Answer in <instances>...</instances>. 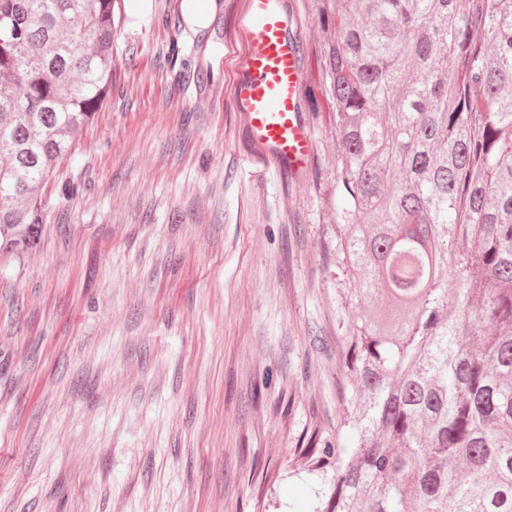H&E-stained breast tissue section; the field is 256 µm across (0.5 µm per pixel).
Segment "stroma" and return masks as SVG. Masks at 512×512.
<instances>
[{"mask_svg": "<svg viewBox=\"0 0 512 512\" xmlns=\"http://www.w3.org/2000/svg\"><path fill=\"white\" fill-rule=\"evenodd\" d=\"M203 3L114 0L109 99L0 258V512H309L311 449L352 443L316 0H281L297 172L236 107L245 0Z\"/></svg>", "mask_w": 512, "mask_h": 512, "instance_id": "1", "label": "stroma"}]
</instances>
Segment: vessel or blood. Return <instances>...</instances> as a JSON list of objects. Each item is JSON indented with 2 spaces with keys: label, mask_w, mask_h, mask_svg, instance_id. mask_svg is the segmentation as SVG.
I'll list each match as a JSON object with an SVG mask.
<instances>
[{
  "label": "vessel or blood",
  "mask_w": 512,
  "mask_h": 512,
  "mask_svg": "<svg viewBox=\"0 0 512 512\" xmlns=\"http://www.w3.org/2000/svg\"><path fill=\"white\" fill-rule=\"evenodd\" d=\"M277 0H246L239 27L245 47L236 101L261 153L289 167H305L313 150L309 129L297 116L301 83L299 44Z\"/></svg>",
  "instance_id": "b4317fda"
}]
</instances>
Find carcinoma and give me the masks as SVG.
Segmentation results:
<instances>
[{
	"mask_svg": "<svg viewBox=\"0 0 512 512\" xmlns=\"http://www.w3.org/2000/svg\"><path fill=\"white\" fill-rule=\"evenodd\" d=\"M350 448L313 512H512V0H321ZM112 0H0V253L112 87Z\"/></svg>",
	"mask_w": 512,
	"mask_h": 512,
	"instance_id": "cac0c4a2",
	"label": "carcinoma"
}]
</instances>
